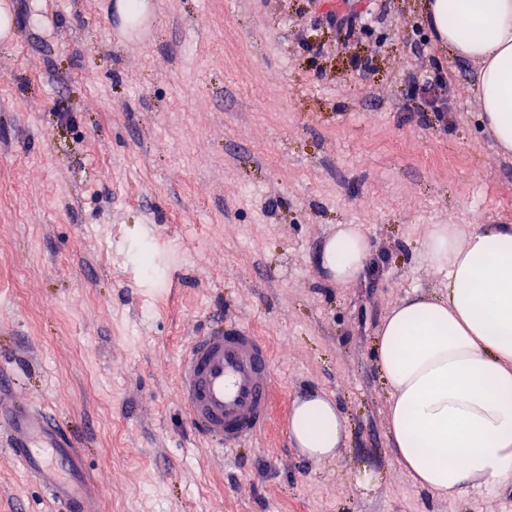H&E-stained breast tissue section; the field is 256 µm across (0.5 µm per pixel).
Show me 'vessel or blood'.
<instances>
[{
	"instance_id": "vessel-or-blood-1",
	"label": "vessel or blood",
	"mask_w": 512,
	"mask_h": 512,
	"mask_svg": "<svg viewBox=\"0 0 512 512\" xmlns=\"http://www.w3.org/2000/svg\"><path fill=\"white\" fill-rule=\"evenodd\" d=\"M178 391L191 426L223 449L238 448L271 420V352L249 327L216 322L185 348ZM0 447L62 512H100L102 486L92 478L62 426L27 400L0 401Z\"/></svg>"
}]
</instances>
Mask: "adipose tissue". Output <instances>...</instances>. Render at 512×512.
I'll list each match as a JSON object with an SVG mask.
<instances>
[{
	"mask_svg": "<svg viewBox=\"0 0 512 512\" xmlns=\"http://www.w3.org/2000/svg\"><path fill=\"white\" fill-rule=\"evenodd\" d=\"M428 10L440 41L478 63L481 117L499 149L511 151L512 0H429ZM420 244L448 286L401 300L381 323L391 446L414 484L439 497L512 486V224H434ZM368 257L361 226L341 224L319 261L347 286ZM345 434L332 397L314 392L294 402L288 437L303 456L337 457Z\"/></svg>",
	"mask_w": 512,
	"mask_h": 512,
	"instance_id": "ef3b65f1",
	"label": "adipose tissue"
}]
</instances>
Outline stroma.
Here are the masks:
<instances>
[{
    "instance_id": "stroma-1",
    "label": "stroma",
    "mask_w": 512,
    "mask_h": 512,
    "mask_svg": "<svg viewBox=\"0 0 512 512\" xmlns=\"http://www.w3.org/2000/svg\"><path fill=\"white\" fill-rule=\"evenodd\" d=\"M0 0V393L71 435L101 512H512V489L419 490L391 448L378 328L444 274L433 224H512V153L484 128L476 66L432 37L426 0ZM366 58L369 70L356 71ZM446 112L408 105L411 74ZM340 224L370 255L339 288L318 256ZM151 243L163 274L140 260ZM205 263H197V256ZM267 341V430L224 452L191 429L179 358L211 321ZM331 394L337 458L288 440L293 401ZM0 512H58L0 448Z\"/></svg>"
}]
</instances>
